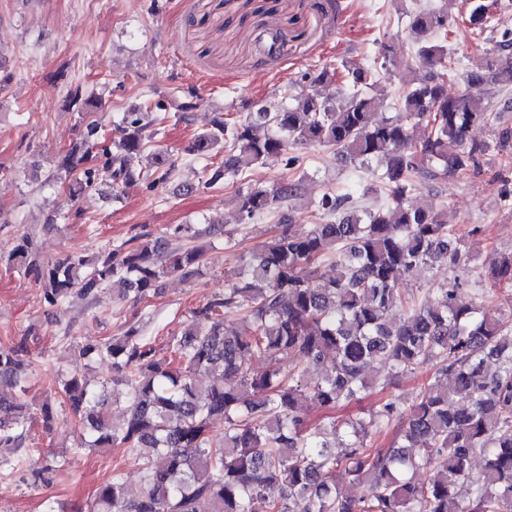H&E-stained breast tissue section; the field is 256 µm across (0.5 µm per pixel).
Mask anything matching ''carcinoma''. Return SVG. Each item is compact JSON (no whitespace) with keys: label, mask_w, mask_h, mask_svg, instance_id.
<instances>
[{"label":"carcinoma","mask_w":512,"mask_h":512,"mask_svg":"<svg viewBox=\"0 0 512 512\" xmlns=\"http://www.w3.org/2000/svg\"><path fill=\"white\" fill-rule=\"evenodd\" d=\"M408 27L423 72L400 76L399 110L376 118L367 89L379 73L341 61L301 75L300 91L278 109L263 107L242 120L213 121L192 140L196 159L224 153L207 167L204 185L278 156L285 169L299 148H332L386 186L389 200L352 209L353 195L325 193L314 201L328 217L303 232L288 227L255 247L228 276L224 293L190 311V322L159 352L142 320L119 336L77 347L87 364L107 363L112 378L95 385L83 372L58 379L57 396L86 427L89 448L120 446L137 453L142 480L115 476L88 512H512V325L478 304L462 305L468 286L512 288V252L476 263L456 236L448 213L408 203L416 180L434 182L479 166L487 145L471 132L488 123L489 94L512 89V39L479 71L454 74L463 88L448 95L429 71L448 61V14L414 9ZM348 87L340 103L318 88ZM161 103L124 112L117 139L99 142L98 125L63 149L57 168L73 193L102 182L118 198L147 181L140 167L162 118ZM166 179L177 160L154 154ZM299 197V182L250 185L235 196L238 220L252 221ZM133 244L95 254L43 258L27 235L0 250V265L31 276L44 304L77 297L89 302L111 290L123 300H147L168 276L190 282L203 275V249L172 245L159 251L137 236ZM336 258V275L317 264ZM440 258L459 271L424 304L397 288L401 274ZM0 347V466L26 448L28 424L52 427L56 401L28 400L32 361L28 337ZM422 366L433 370L410 408L388 399L369 416L338 420L336 407ZM319 368L312 377L309 370ZM127 404L115 427L110 408ZM324 413L309 423L302 406ZM224 420L213 440L210 425ZM391 434L385 448L373 444ZM342 453H336V448ZM481 457V469L473 459ZM431 471L427 481L417 474ZM364 488L356 497L336 481ZM278 488V494H270Z\"/></svg>","instance_id":"1"}]
</instances>
